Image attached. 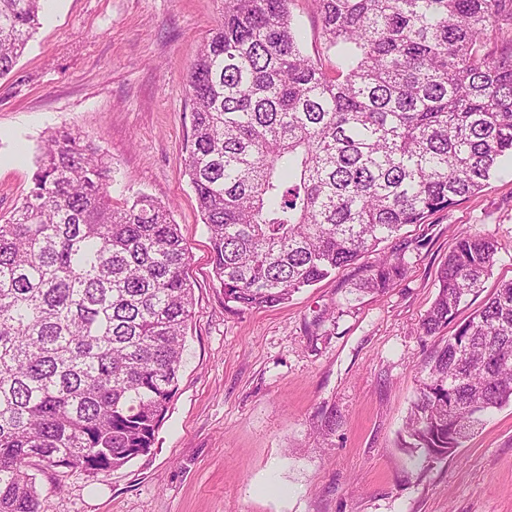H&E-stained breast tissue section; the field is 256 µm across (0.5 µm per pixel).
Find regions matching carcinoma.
Here are the masks:
<instances>
[{
    "label": "carcinoma",
    "mask_w": 512,
    "mask_h": 512,
    "mask_svg": "<svg viewBox=\"0 0 512 512\" xmlns=\"http://www.w3.org/2000/svg\"><path fill=\"white\" fill-rule=\"evenodd\" d=\"M292 2L224 0L185 86V171L224 302L241 309L370 256L360 287H392L405 264L379 245L512 158V0H313L330 69L302 49ZM43 8L0 0V77ZM110 181L93 142L59 133L0 223V512H46L33 461L97 475L147 454L178 390L189 253L170 206L115 205ZM496 253L490 234L460 232L420 332L448 326ZM508 404L512 280L432 354L399 448L425 470Z\"/></svg>",
    "instance_id": "1"
}]
</instances>
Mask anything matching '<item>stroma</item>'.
Wrapping results in <instances>:
<instances>
[{
	"label": "stroma",
	"instance_id": "35a3bbf8",
	"mask_svg": "<svg viewBox=\"0 0 512 512\" xmlns=\"http://www.w3.org/2000/svg\"><path fill=\"white\" fill-rule=\"evenodd\" d=\"M222 6L51 0L0 78V216L20 204L47 140L80 131L110 162L114 202L145 193L170 205L194 288L178 390L150 452L98 477L35 468L48 512H512V405L425 471L398 446L439 342L417 328L458 232L489 233L497 255L457 323L512 279V159L478 193L381 244L406 264L392 288L362 289L363 258L285 305L226 306L183 166L185 79ZM293 20L306 52L328 58L312 0H296Z\"/></svg>",
	"mask_w": 512,
	"mask_h": 512
}]
</instances>
